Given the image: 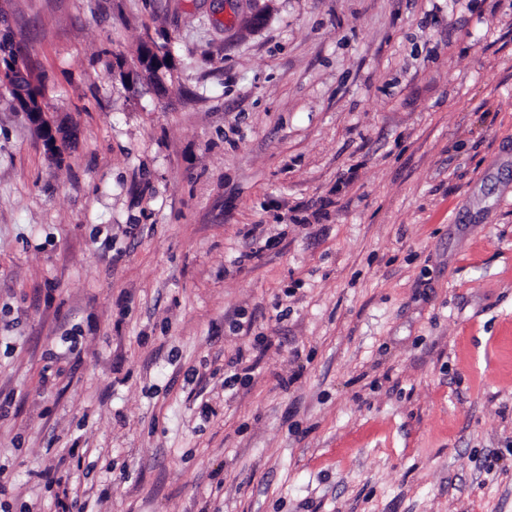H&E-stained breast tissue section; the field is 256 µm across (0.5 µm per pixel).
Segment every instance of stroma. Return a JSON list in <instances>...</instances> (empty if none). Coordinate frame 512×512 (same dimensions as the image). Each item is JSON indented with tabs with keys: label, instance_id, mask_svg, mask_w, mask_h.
<instances>
[{
	"label": "stroma",
	"instance_id": "1",
	"mask_svg": "<svg viewBox=\"0 0 512 512\" xmlns=\"http://www.w3.org/2000/svg\"><path fill=\"white\" fill-rule=\"evenodd\" d=\"M6 13L0 512H512V0ZM0 25H3L4 27L3 29H0V60L6 70L5 78L8 79V91L11 97L13 98L16 90L23 86L32 94L41 96L42 88L40 85L36 87L27 77L13 73L12 68H14L15 72L27 76L29 71V62L25 56H18L20 53H24V49L20 41H16L13 31L8 25H6V19L3 15ZM12 62H14L13 67ZM10 72L13 74L10 75ZM13 102L17 110L23 112L35 128L49 130L52 139L47 143V150L53 155L58 139L68 136V128L55 124L50 119L43 101L40 98L32 99L25 90H20Z\"/></svg>",
	"mask_w": 512,
	"mask_h": 512
}]
</instances>
